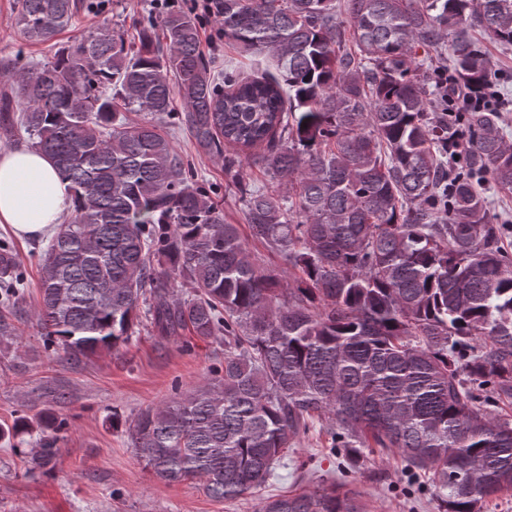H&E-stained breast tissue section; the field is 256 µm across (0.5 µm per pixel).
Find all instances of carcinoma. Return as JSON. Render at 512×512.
<instances>
[{"label":"carcinoma","instance_id":"obj_1","mask_svg":"<svg viewBox=\"0 0 512 512\" xmlns=\"http://www.w3.org/2000/svg\"><path fill=\"white\" fill-rule=\"evenodd\" d=\"M224 38L275 72L212 71L199 19L162 14L138 42L103 25L53 62L1 60L0 129L19 127L72 193L41 254L37 321L71 356L128 344L146 307L157 335L224 336V369L137 415L112 416L145 467L232 500L264 484L322 415L335 448H396L446 492L444 512H482L512 490V255L477 191H512L497 108L444 112L448 77L488 83L469 29L512 46V0H223ZM79 0H18L16 24L47 42ZM424 57L411 67L412 55ZM196 143L224 156L252 236L300 275L282 287L159 124L173 97ZM265 145L271 184L251 190L224 144ZM288 178V193L277 179ZM0 242V300L21 299ZM66 421L0 427L29 436L30 471L56 465ZM261 512H364L332 483L271 497Z\"/></svg>","mask_w":512,"mask_h":512}]
</instances>
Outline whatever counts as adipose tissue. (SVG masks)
Wrapping results in <instances>:
<instances>
[{"mask_svg":"<svg viewBox=\"0 0 512 512\" xmlns=\"http://www.w3.org/2000/svg\"><path fill=\"white\" fill-rule=\"evenodd\" d=\"M71 207L69 184L47 156L24 147L0 150V224L37 239L62 224Z\"/></svg>","mask_w":512,"mask_h":512,"instance_id":"adipose-tissue-1","label":"adipose tissue"}]
</instances>
